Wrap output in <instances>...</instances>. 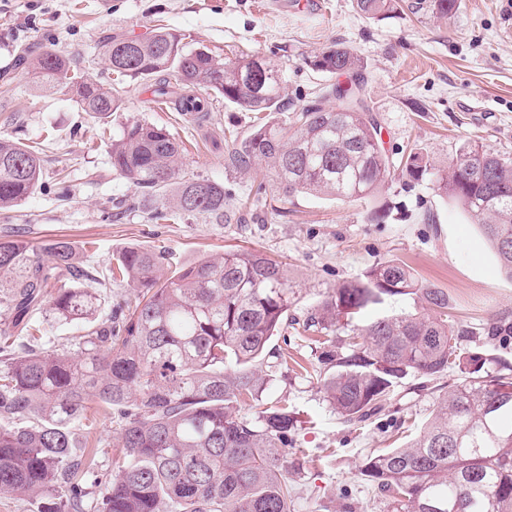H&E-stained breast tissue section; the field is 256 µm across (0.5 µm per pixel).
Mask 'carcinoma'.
Wrapping results in <instances>:
<instances>
[{
	"label": "carcinoma",
	"instance_id": "carcinoma-1",
	"mask_svg": "<svg viewBox=\"0 0 512 512\" xmlns=\"http://www.w3.org/2000/svg\"><path fill=\"white\" fill-rule=\"evenodd\" d=\"M369 20L399 8L397 0H355ZM460 0H418L416 11L453 15ZM179 35L163 27L141 39H108L103 55L117 81L155 78L168 94L169 77L194 93L180 111L208 121L200 92L258 113L250 133L233 140L227 166L248 171L263 163L288 194L317 193L370 201L384 188L389 157L368 112L359 78L363 64L336 43L307 58L315 70L351 77L356 88L334 87L321 100L284 109L281 70L264 59L224 61L204 50L167 46ZM43 87L72 96L104 121L122 110L112 87L91 86L59 52L30 61ZM336 99L327 108L323 101ZM112 168L135 184L172 195L176 209L217 222L231 214L224 184L181 177L183 153L163 127L133 121L112 138ZM408 176L431 173L419 153L406 161ZM38 152L0 136V211H8L39 185ZM434 191L456 203L477 224L512 280V158L465 141L434 180ZM48 259L20 240H0V275L10 278L0 308L28 343L16 350L0 342V494H28L41 512H85L83 455L70 425L91 401L117 408L123 419L118 447L127 461L101 489V512H288L293 487L288 460L295 413L269 407L239 414L259 401L269 381V344L288 327L293 291L284 265L255 249L196 258L166 275L163 256L126 248L117 269L139 289L126 317L97 322L98 298L84 285L89 274L70 242L46 247ZM408 296L419 307L352 330L341 347L329 346L322 363L326 400L348 423H362L408 376L438 377L457 369L461 381L439 402L422 432L400 448L368 456L365 480L396 496L398 512H512V365L485 351L458 345L469 331L448 312V292L419 281L396 261L380 263L336 285L306 327L335 334L372 307ZM46 311L64 323H84L77 350H45L28 315Z\"/></svg>",
	"mask_w": 512,
	"mask_h": 512
}]
</instances>
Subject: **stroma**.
I'll return each instance as SVG.
<instances>
[{"mask_svg": "<svg viewBox=\"0 0 512 512\" xmlns=\"http://www.w3.org/2000/svg\"><path fill=\"white\" fill-rule=\"evenodd\" d=\"M319 2L317 11L306 12L277 0H0V135L38 148L43 167L35 191L0 211V239L22 236L38 253L56 239L69 240L80 265L99 281L94 291L102 319L117 309L130 312L137 300L135 288L110 278L129 246L162 252L173 270L228 248L257 249L285 262L290 315L300 327L273 337L274 371L261 401L288 406L298 417L292 446L305 462L291 475L290 512H393L391 496L365 481L359 467L367 455L414 437L461 375L452 369L437 378L407 377L368 422L347 425L324 397L330 369L320 361L321 336L301 324L336 284L396 260L447 291L453 318L469 331L463 348L512 364V335L488 332L500 320L512 325V280L463 210L438 197L431 179L414 181L404 167L407 156L419 152L434 173L446 174L468 139L512 158V0H461L448 18L407 10L379 21L361 17L355 0ZM160 26L181 35L190 49L224 59L256 55L278 65L289 109L348 81L312 70L307 57L338 41L352 47L364 64L363 98L391 162L379 196L391 208L389 219L372 222L368 202L284 196L261 165L229 173L224 152L249 130L253 112L218 98L210 122L199 126L159 105L153 81L131 78L120 88L124 108L110 129L120 131L129 119L167 128L186 148L185 174L223 183L237 216L223 224L191 216L148 220L154 194L113 170L97 120L69 96L36 90L18 58L59 51L86 83L105 85L112 75L101 42L138 38ZM71 431L93 462L83 483L92 508L122 455L120 419L116 410L91 402Z\"/></svg>", "mask_w": 512, "mask_h": 512, "instance_id": "obj_1", "label": "stroma"}]
</instances>
